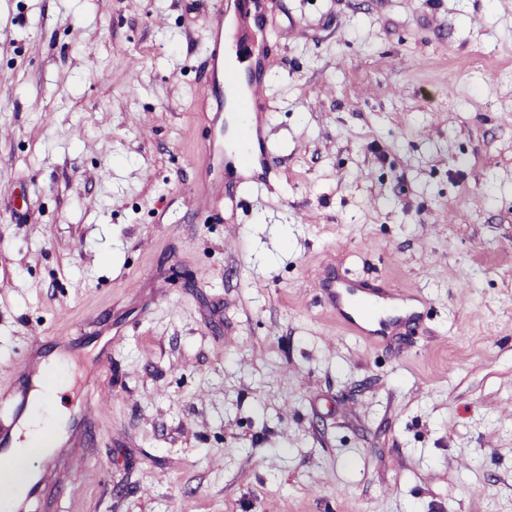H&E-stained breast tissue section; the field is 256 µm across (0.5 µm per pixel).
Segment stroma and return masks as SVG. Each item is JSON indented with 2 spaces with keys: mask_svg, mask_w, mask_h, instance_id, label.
I'll return each instance as SVG.
<instances>
[{
  "mask_svg": "<svg viewBox=\"0 0 512 512\" xmlns=\"http://www.w3.org/2000/svg\"><path fill=\"white\" fill-rule=\"evenodd\" d=\"M263 8L281 160L211 207L208 0H0V391L74 329L110 395L52 512H512V0ZM332 289L333 297L336 299V314L353 331L364 336H387L398 323H411L418 316L409 308L401 310L398 315H393L382 303L369 298L365 301L374 308V311L371 317L366 314L364 304L355 298L356 292L371 293L384 302L387 296L384 288H365L361 283L336 278V286ZM366 321L377 323V328L367 329L363 324Z\"/></svg>",
  "mask_w": 512,
  "mask_h": 512,
  "instance_id": "obj_1",
  "label": "stroma"
}]
</instances>
